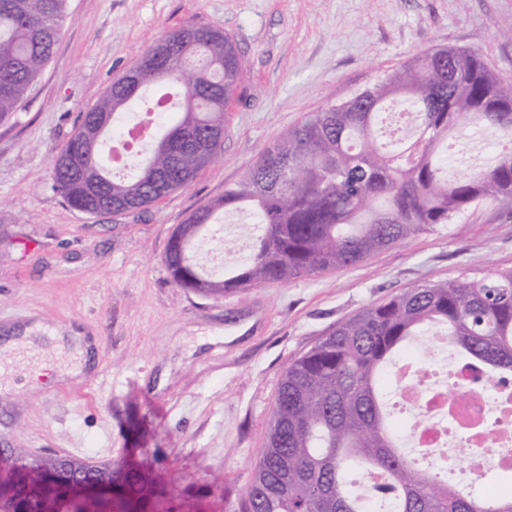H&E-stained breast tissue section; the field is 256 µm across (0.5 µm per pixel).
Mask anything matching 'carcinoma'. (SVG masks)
Listing matches in <instances>:
<instances>
[{
	"mask_svg": "<svg viewBox=\"0 0 512 512\" xmlns=\"http://www.w3.org/2000/svg\"><path fill=\"white\" fill-rule=\"evenodd\" d=\"M66 10L67 0H0V121L51 58ZM131 70L137 85L113 82L53 161V188L87 215L132 213L188 187L219 155L225 103L243 77L229 37L190 25ZM396 99L413 109L386 138L382 114ZM125 115L150 129L148 157L116 172L102 145ZM488 200L512 204V82L476 50L424 51L289 129L222 198L176 227L163 263L176 287L222 298L357 265ZM229 210L252 216L259 234L235 267L217 270L194 245L221 233ZM434 326L469 360L512 374V267L365 306L290 362L240 512H368L348 481L356 469L389 482L394 512H512V492L450 484L442 466H422L389 433L382 373ZM13 456L0 460L8 512H171L142 509L164 493L144 459L55 456L19 466Z\"/></svg>",
	"mask_w": 512,
	"mask_h": 512,
	"instance_id": "obj_1",
	"label": "carcinoma"
}]
</instances>
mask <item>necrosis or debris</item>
<instances>
[{
  "label": "necrosis or debris",
  "mask_w": 512,
  "mask_h": 512,
  "mask_svg": "<svg viewBox=\"0 0 512 512\" xmlns=\"http://www.w3.org/2000/svg\"><path fill=\"white\" fill-rule=\"evenodd\" d=\"M452 386L462 393L453 403ZM401 401L427 414V424L413 426L411 434L416 448L444 468L463 467L475 481L492 467L512 471L511 382L477 380L464 368L447 381L428 367L404 388Z\"/></svg>",
  "instance_id": "obj_1"
}]
</instances>
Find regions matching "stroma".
Listing matches in <instances>:
<instances>
[{
  "label": "stroma",
  "instance_id": "1",
  "mask_svg": "<svg viewBox=\"0 0 512 512\" xmlns=\"http://www.w3.org/2000/svg\"><path fill=\"white\" fill-rule=\"evenodd\" d=\"M509 20L512 0H68L51 59L0 123V340L70 326L88 363L34 390L33 362L67 368L77 354L48 341L32 358L0 350V448L96 464L136 448L172 501L238 512L285 366L364 306L512 267V204L482 202L355 266L221 299L169 281L171 234L289 128L419 52L476 49L511 81L512 41L495 33ZM186 25L222 31L243 66L220 157L139 211L73 210L50 172L80 114Z\"/></svg>",
  "mask_w": 512,
  "mask_h": 512
}]
</instances>
